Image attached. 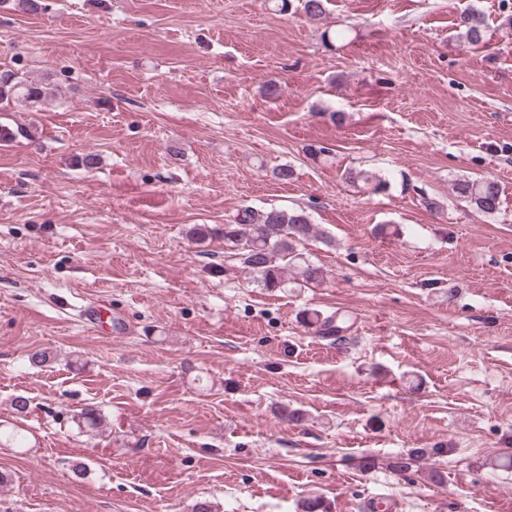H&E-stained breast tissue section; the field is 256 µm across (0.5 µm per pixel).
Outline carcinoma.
I'll use <instances>...</instances> for the list:
<instances>
[{"label":"carcinoma","instance_id":"obj_1","mask_svg":"<svg viewBox=\"0 0 512 512\" xmlns=\"http://www.w3.org/2000/svg\"><path fill=\"white\" fill-rule=\"evenodd\" d=\"M459 35L471 45L485 41L487 23L484 13L472 6L463 11L457 24ZM47 89L29 81L10 70L0 72V108L24 102L31 106L42 102ZM346 181H362L379 191L386 186L381 177L366 170L344 172ZM454 190L458 197L485 214H494L500 208L501 188L498 181L485 176L460 179ZM224 237L230 256L239 260L252 275L257 287L268 291L285 288L294 279L302 285L319 284L325 273L321 266L313 263L304 254L306 243L318 235L309 216L302 209L286 210L271 208L253 210L245 208L238 212L231 224L218 229L206 224H196L190 230L196 241H204L215 235ZM305 325L316 328L324 336H339L346 331L345 319L332 315L323 317L312 311L305 317ZM441 452L439 448H410L397 456L391 466L396 471H407L427 455Z\"/></svg>","mask_w":512,"mask_h":512}]
</instances>
